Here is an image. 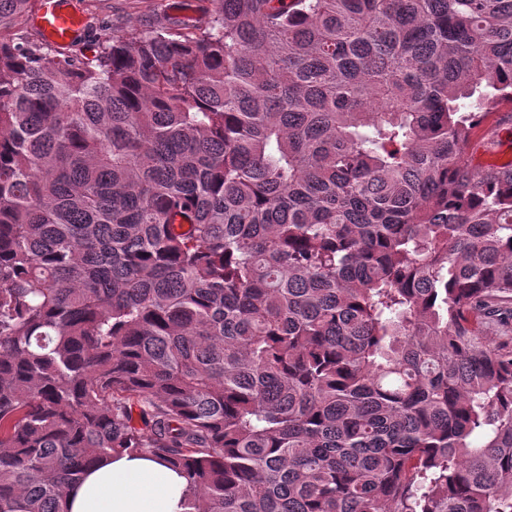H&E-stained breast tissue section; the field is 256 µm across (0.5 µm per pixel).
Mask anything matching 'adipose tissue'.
Wrapping results in <instances>:
<instances>
[{"instance_id": "ef3b65f1", "label": "adipose tissue", "mask_w": 512, "mask_h": 512, "mask_svg": "<svg viewBox=\"0 0 512 512\" xmlns=\"http://www.w3.org/2000/svg\"><path fill=\"white\" fill-rule=\"evenodd\" d=\"M186 481L165 463L123 454L67 494L69 512H182Z\"/></svg>"}]
</instances>
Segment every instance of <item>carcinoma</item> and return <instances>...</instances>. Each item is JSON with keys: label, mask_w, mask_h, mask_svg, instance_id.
I'll list each match as a JSON object with an SVG mask.
<instances>
[{"label": "carcinoma", "mask_w": 512, "mask_h": 512, "mask_svg": "<svg viewBox=\"0 0 512 512\" xmlns=\"http://www.w3.org/2000/svg\"><path fill=\"white\" fill-rule=\"evenodd\" d=\"M0 0V512L121 453L183 512H512V0H205L64 53ZM512 112H494L473 144L472 163L480 169L512 162V122L499 119ZM500 122V124L497 123ZM494 142L490 141L491 132Z\"/></svg>", "instance_id": "1"}]
</instances>
